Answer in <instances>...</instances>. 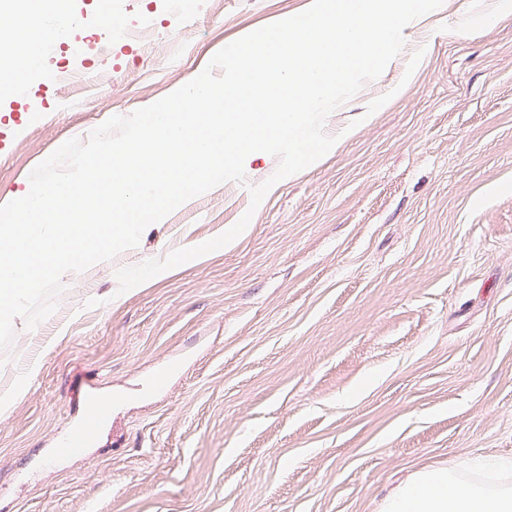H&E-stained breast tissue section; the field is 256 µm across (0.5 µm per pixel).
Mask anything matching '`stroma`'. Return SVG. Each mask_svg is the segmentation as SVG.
<instances>
[{
	"instance_id": "35a3bbf8",
	"label": "stroma",
	"mask_w": 512,
	"mask_h": 512,
	"mask_svg": "<svg viewBox=\"0 0 512 512\" xmlns=\"http://www.w3.org/2000/svg\"><path fill=\"white\" fill-rule=\"evenodd\" d=\"M473 1L495 3L444 0L409 28L383 74L327 116L337 147L258 209L250 189L276 171L270 155L241 187L192 198L137 247L65 275L35 330L15 319L27 342L0 350V393H20L0 413V512H380L416 470L512 459V13L460 27ZM76 2L81 50L60 40L28 84L37 109L0 154V205L66 140L309 0H198L184 16L117 0L128 23L156 28L138 47L106 35L103 0ZM80 57L91 74L54 85ZM249 210L229 245L118 294L119 268ZM78 389L111 401L112 418L60 456Z\"/></svg>"
}]
</instances>
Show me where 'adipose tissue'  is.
Returning a JSON list of instances; mask_svg holds the SVG:
<instances>
[{
	"label": "adipose tissue",
	"mask_w": 512,
	"mask_h": 512,
	"mask_svg": "<svg viewBox=\"0 0 512 512\" xmlns=\"http://www.w3.org/2000/svg\"><path fill=\"white\" fill-rule=\"evenodd\" d=\"M49 0H22L5 38L21 56L33 54ZM382 512H512V460L475 458L464 465L413 473L383 501Z\"/></svg>",
	"instance_id": "adipose-tissue-1"
}]
</instances>
